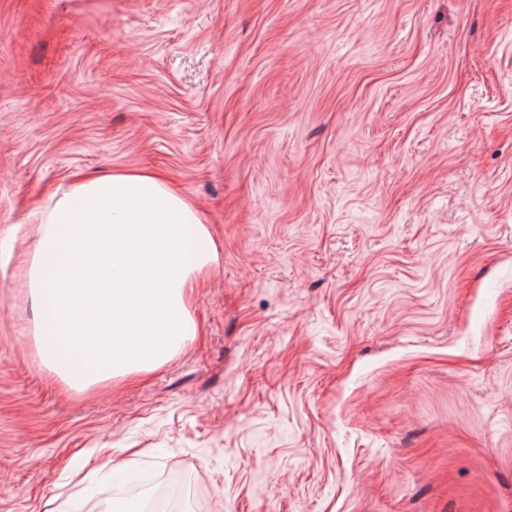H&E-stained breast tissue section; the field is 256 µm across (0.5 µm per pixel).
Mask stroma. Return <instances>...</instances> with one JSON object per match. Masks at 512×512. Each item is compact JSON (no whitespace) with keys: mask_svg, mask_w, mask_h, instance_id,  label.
Wrapping results in <instances>:
<instances>
[{"mask_svg":"<svg viewBox=\"0 0 512 512\" xmlns=\"http://www.w3.org/2000/svg\"><path fill=\"white\" fill-rule=\"evenodd\" d=\"M129 170L218 255L193 340L78 392L18 258ZM108 456L206 512H512V0H0V512Z\"/></svg>","mask_w":512,"mask_h":512,"instance_id":"stroma-1","label":"stroma"}]
</instances>
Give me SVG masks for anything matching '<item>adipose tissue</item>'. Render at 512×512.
Wrapping results in <instances>:
<instances>
[{
  "label": "adipose tissue",
  "mask_w": 512,
  "mask_h": 512,
  "mask_svg": "<svg viewBox=\"0 0 512 512\" xmlns=\"http://www.w3.org/2000/svg\"><path fill=\"white\" fill-rule=\"evenodd\" d=\"M33 219L34 334L72 388L155 370L196 336L187 290L217 245L200 211L160 178L79 175Z\"/></svg>",
  "instance_id": "adipose-tissue-1"
}]
</instances>
